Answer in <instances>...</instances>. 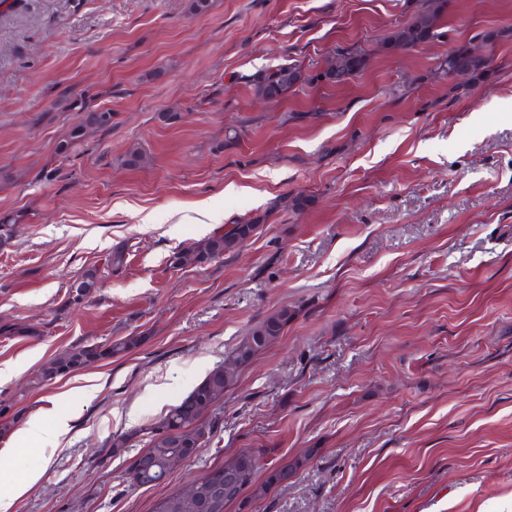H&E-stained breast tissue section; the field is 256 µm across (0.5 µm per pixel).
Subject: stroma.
Listing matches in <instances>:
<instances>
[{
	"instance_id": "35a3bbf8",
	"label": "stroma",
	"mask_w": 512,
	"mask_h": 512,
	"mask_svg": "<svg viewBox=\"0 0 512 512\" xmlns=\"http://www.w3.org/2000/svg\"><path fill=\"white\" fill-rule=\"evenodd\" d=\"M423 2L0 5V214L26 215L0 247V324L41 331L0 334V368L17 371L0 403L20 413L0 477L26 488L13 512H152L244 452L260 483L307 463L226 512H512V0H447L439 38L390 50ZM465 42L486 75L435 78ZM345 47L367 57L345 83L260 101L246 81ZM80 96L112 129L58 167ZM170 110L181 121L161 123ZM134 143L147 168L123 165ZM299 193L311 203L294 213ZM258 216L238 251L170 267L175 248ZM93 266L92 299L69 304ZM285 307L283 335L207 412L211 441L163 484L129 486L146 428ZM129 336L134 349L34 386L68 347ZM37 414L70 417V433L21 440Z\"/></svg>"
}]
</instances>
